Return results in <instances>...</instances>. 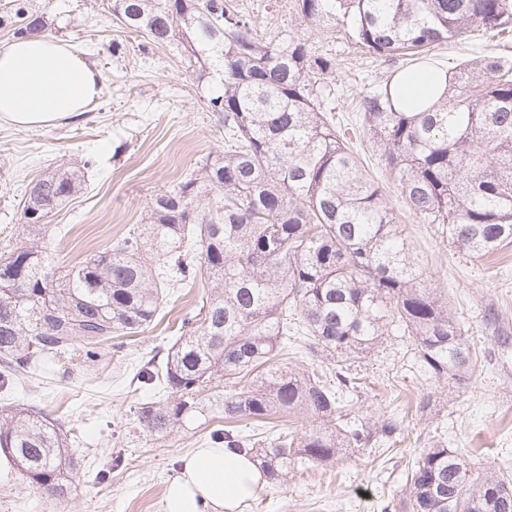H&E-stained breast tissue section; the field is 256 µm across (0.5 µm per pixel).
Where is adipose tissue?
<instances>
[{
  "mask_svg": "<svg viewBox=\"0 0 512 512\" xmlns=\"http://www.w3.org/2000/svg\"><path fill=\"white\" fill-rule=\"evenodd\" d=\"M444 71L419 68L399 77L400 98L414 110L445 92ZM99 70L68 44L48 36H27L0 47V125L45 128L78 117L99 98ZM265 480L253 462L230 448L204 443L181 459L165 492V512H236L243 500L263 491Z\"/></svg>",
  "mask_w": 512,
  "mask_h": 512,
  "instance_id": "1",
  "label": "adipose tissue"
}]
</instances>
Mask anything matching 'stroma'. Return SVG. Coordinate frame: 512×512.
I'll return each instance as SVG.
<instances>
[{
  "label": "stroma",
  "instance_id": "obj_1",
  "mask_svg": "<svg viewBox=\"0 0 512 512\" xmlns=\"http://www.w3.org/2000/svg\"><path fill=\"white\" fill-rule=\"evenodd\" d=\"M262 37L303 40L318 55L334 58L336 79L323 92L324 106L368 177L378 182L388 205L420 251L432 285L473 342V367L461 383L431 378L420 367L409 337L394 332L367 356L350 359L362 380L353 401L360 413L378 422L396 419L393 443L356 448L335 466L298 468L284 484H267L240 512H382L405 489V473L424 447L443 443L462 449L478 467L494 463L512 475V347L497 338L512 336V246L491 257L458 251L437 225L423 223L406 209L377 151L361 127L358 94L364 84L382 80L388 65L342 31L323 33L306 25L297 0H236ZM55 36L102 75L99 103L79 119L48 128L0 127V238L15 235L21 222L20 192L63 162L93 156L88 187L54 216L66 225L64 240L46 236L55 264L70 267L109 246L135 224L148 221L149 202L161 190L203 167L224 149V131L207 102L217 88L215 75L189 66L181 45L142 49V40L105 14L90 12L86 0H56ZM198 291L181 290L156 326L133 337L128 359L114 358L107 387L87 379L78 387H56L50 405L63 415L79 442L125 456L127 466L113 470L106 484L79 479L59 512H164L168 482L181 457L206 441L209 425H190L155 442L134 427L136 400L130 382L131 360H165L174 342L172 322L194 305ZM427 400L418 409L419 400Z\"/></svg>",
  "mask_w": 512,
  "mask_h": 512
}]
</instances>
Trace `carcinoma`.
Listing matches in <instances>:
<instances>
[{
	"label": "carcinoma",
	"instance_id": "carcinoma-1",
	"mask_svg": "<svg viewBox=\"0 0 512 512\" xmlns=\"http://www.w3.org/2000/svg\"><path fill=\"white\" fill-rule=\"evenodd\" d=\"M31 0H0L16 38L46 35ZM143 47L183 45L189 62L221 75L208 108L224 152L157 193L150 221L58 272L48 221L86 190L85 159L30 182L22 234L0 246V458L5 482L53 506L75 487L71 430L42 404L15 399L72 383L73 365L106 372L128 340L153 328L164 298L211 282L175 320L166 360L136 366L135 422L155 441L220 420L210 443L250 455L264 477L328 467L352 448L392 440L394 420L359 414L344 362L397 330L438 379L462 380L472 346L431 288L382 188L368 178L324 111L334 59L305 42L260 38L233 0H89ZM305 22L347 31L411 70L433 48L512 39V0H297ZM398 75L360 92L363 128L409 212L475 257L512 245V56L451 68L443 100L399 107ZM219 200L200 207L211 191ZM299 414L300 427L279 422ZM383 512H512V481L479 473L459 448L432 444L407 469L405 493Z\"/></svg>",
	"mask_w": 512,
	"mask_h": 512
}]
</instances>
